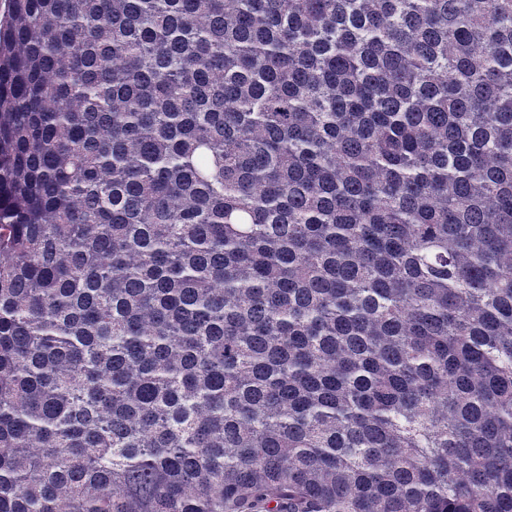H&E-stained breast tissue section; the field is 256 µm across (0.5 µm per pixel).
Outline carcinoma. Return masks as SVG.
<instances>
[{"mask_svg":"<svg viewBox=\"0 0 512 512\" xmlns=\"http://www.w3.org/2000/svg\"><path fill=\"white\" fill-rule=\"evenodd\" d=\"M0 512H512V0H7Z\"/></svg>","mask_w":512,"mask_h":512,"instance_id":"carcinoma-1","label":"carcinoma"}]
</instances>
